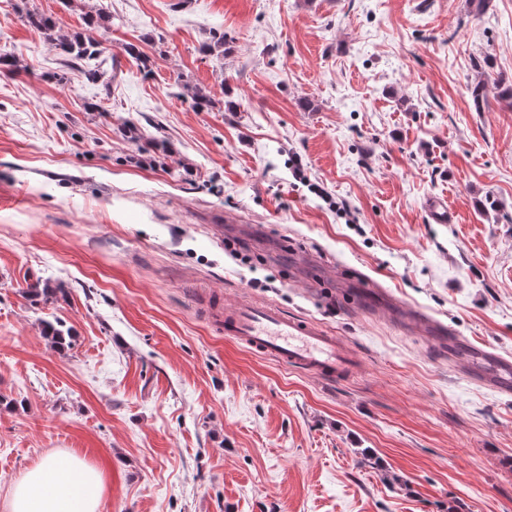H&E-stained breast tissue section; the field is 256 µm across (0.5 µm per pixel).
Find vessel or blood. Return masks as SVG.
Instances as JSON below:
<instances>
[{
	"instance_id": "1",
	"label": "vessel or blood",
	"mask_w": 512,
	"mask_h": 512,
	"mask_svg": "<svg viewBox=\"0 0 512 512\" xmlns=\"http://www.w3.org/2000/svg\"><path fill=\"white\" fill-rule=\"evenodd\" d=\"M392 314L401 325L448 345L450 358L466 359L473 381L512 396L511 358L448 341L445 327L420 312L396 305ZM223 329L225 336L258 354L327 379L345 376L353 367V359L342 350L338 336L266 301L241 300L225 307Z\"/></svg>"
}]
</instances>
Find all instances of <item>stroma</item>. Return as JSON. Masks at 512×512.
I'll return each instance as SVG.
<instances>
[{
    "label": "stroma",
    "instance_id": "stroma-1",
    "mask_svg": "<svg viewBox=\"0 0 512 512\" xmlns=\"http://www.w3.org/2000/svg\"><path fill=\"white\" fill-rule=\"evenodd\" d=\"M0 55V512L62 451L102 474L99 512H512V400L362 302L512 354V0H0ZM243 297L354 372L226 338L207 302ZM26 19L31 27L43 32L46 39L56 44L72 61L92 59L98 53L97 43L92 38L80 35L65 36L61 33L57 22L50 17L37 12H29L26 14Z\"/></svg>",
    "mask_w": 512,
    "mask_h": 512
}]
</instances>
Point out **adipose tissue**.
<instances>
[{"label":"adipose tissue","instance_id":"adipose-tissue-1","mask_svg":"<svg viewBox=\"0 0 512 512\" xmlns=\"http://www.w3.org/2000/svg\"><path fill=\"white\" fill-rule=\"evenodd\" d=\"M105 491L100 472L60 452L28 470L13 486L8 512H98Z\"/></svg>","mask_w":512,"mask_h":512}]
</instances>
